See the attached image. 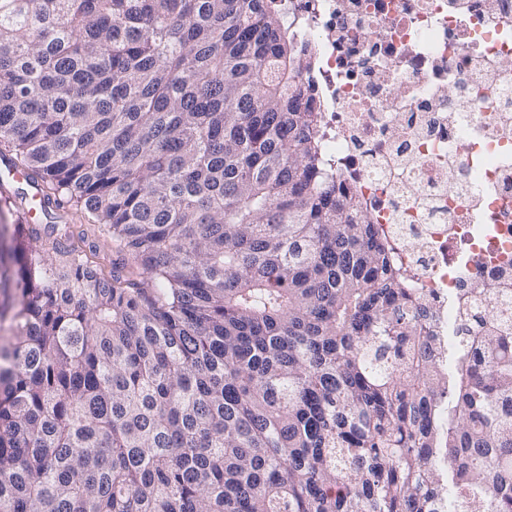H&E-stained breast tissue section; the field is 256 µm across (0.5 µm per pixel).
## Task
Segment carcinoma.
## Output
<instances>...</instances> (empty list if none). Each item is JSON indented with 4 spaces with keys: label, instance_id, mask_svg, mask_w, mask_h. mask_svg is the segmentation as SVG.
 Wrapping results in <instances>:
<instances>
[{
    "label": "carcinoma",
    "instance_id": "carcinoma-1",
    "mask_svg": "<svg viewBox=\"0 0 512 512\" xmlns=\"http://www.w3.org/2000/svg\"><path fill=\"white\" fill-rule=\"evenodd\" d=\"M268 0H0V512H512V296L448 341Z\"/></svg>",
    "mask_w": 512,
    "mask_h": 512
}]
</instances>
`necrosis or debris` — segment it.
Wrapping results in <instances>:
<instances>
[{"instance_id": "1", "label": "necrosis or debris", "mask_w": 512, "mask_h": 512, "mask_svg": "<svg viewBox=\"0 0 512 512\" xmlns=\"http://www.w3.org/2000/svg\"><path fill=\"white\" fill-rule=\"evenodd\" d=\"M321 152L459 334L449 298L512 273V0H290Z\"/></svg>"}]
</instances>
